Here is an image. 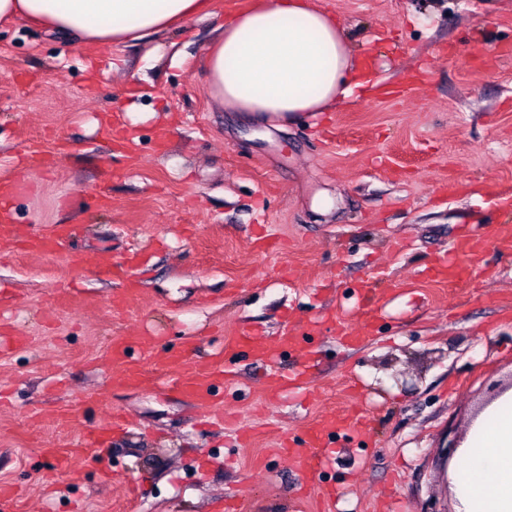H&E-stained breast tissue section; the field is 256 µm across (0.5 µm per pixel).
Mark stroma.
I'll list each match as a JSON object with an SVG mask.
<instances>
[{
  "mask_svg": "<svg viewBox=\"0 0 512 512\" xmlns=\"http://www.w3.org/2000/svg\"><path fill=\"white\" fill-rule=\"evenodd\" d=\"M257 0H215L148 46L54 39L0 25V178L20 184L13 224L81 230L60 254L0 244V484L7 512H454L450 474L477 413L512 383V253L487 248L464 282L427 280L462 232L512 229L490 187L512 189V0H312L334 14L380 91L285 129L216 106L206 52L221 24ZM120 118L128 138L113 145ZM52 155L33 168V148ZM454 182L452 198L441 187ZM107 196L108 210L96 199ZM146 251L141 306L113 310L100 265ZM392 281L376 336L342 346L330 316L360 327L359 281ZM69 307L58 308V292ZM311 362L306 387L268 395L251 358L229 363L217 397L229 426L157 382L110 388L108 346L151 336L206 359L235 330L278 335ZM358 406L373 432L339 434L319 476L276 453L316 418ZM131 431L51 475L41 452L95 430L112 411Z\"/></svg>",
  "mask_w": 512,
  "mask_h": 512,
  "instance_id": "stroma-1",
  "label": "stroma"
}]
</instances>
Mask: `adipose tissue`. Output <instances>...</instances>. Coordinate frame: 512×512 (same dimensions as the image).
Wrapping results in <instances>:
<instances>
[{"instance_id":"obj_1","label":"adipose tissue","mask_w":512,"mask_h":512,"mask_svg":"<svg viewBox=\"0 0 512 512\" xmlns=\"http://www.w3.org/2000/svg\"><path fill=\"white\" fill-rule=\"evenodd\" d=\"M214 13V0H0V21L24 20L85 44H149L191 19ZM205 71L220 106L280 130L304 113L367 92L336 18L309 0H261L224 24ZM451 474L456 512H512V390L475 420Z\"/></svg>"}]
</instances>
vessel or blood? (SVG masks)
<instances>
[{
    "mask_svg": "<svg viewBox=\"0 0 512 512\" xmlns=\"http://www.w3.org/2000/svg\"><path fill=\"white\" fill-rule=\"evenodd\" d=\"M75 231L76 227L72 224H51L44 232L23 238L18 235L16 225L1 224L0 241L19 245L31 253L54 255ZM489 244L504 251H511L512 235L505 233L501 227L490 226L481 237H463L459 242L458 261L451 263L442 259L435 260L426 269L425 274L441 282L463 280L467 271L477 264L485 246ZM141 259V252H130L121 260L98 268V275L118 281L122 285L121 292L113 297L115 309L122 310L137 303L140 287L134 272L140 267ZM358 293L362 299L361 310L366 322L365 327L356 331L340 319L336 322V330L339 339L345 343L362 347L371 339L369 325L377 321L383 309V297L379 289L373 288L368 282L359 288ZM127 343L128 339L124 336H117L112 340V363L117 366L118 371L110 380L111 386H140L146 381L148 372L152 371L157 373L162 385L169 390L182 395L194 405L209 408L213 405L212 392L217 383L228 381L230 377L224 365L227 355L242 349L248 352L255 363L265 368L267 387L270 391L279 392L299 386V375H284L278 370L283 353L294 349L298 344L297 336L285 331L270 338L245 329L240 330L225 337L223 351L213 354L205 362L193 361L183 353L157 354L154 341L142 337L139 338L138 344L145 362L141 365L132 364L127 360ZM121 428V422L115 419L102 429L84 433L65 447L45 448L44 453L52 459L56 470L66 471L75 461L103 450L111 434ZM365 428V415L339 411L323 416L307 427L300 444L284 441L281 442L280 448L288 455L295 470L311 476L321 470L331 437L349 432L361 433Z\"/></svg>",
    "mask_w": 512,
    "mask_h": 512,
    "instance_id": "1",
    "label": "vessel or blood"
}]
</instances>
